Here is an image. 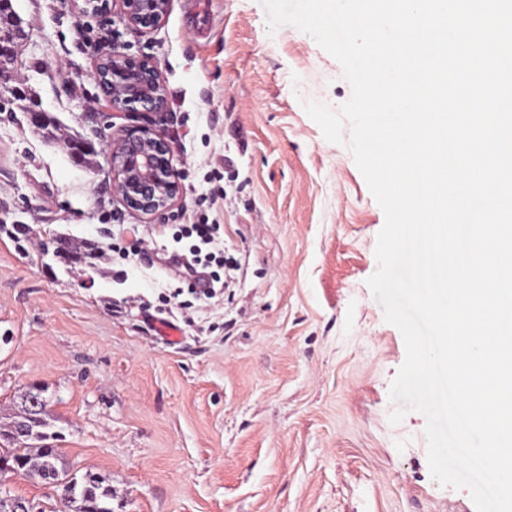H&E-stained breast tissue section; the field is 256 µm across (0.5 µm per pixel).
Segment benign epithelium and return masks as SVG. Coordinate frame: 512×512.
<instances>
[{"instance_id":"obj_1","label":"benign epithelium","mask_w":512,"mask_h":512,"mask_svg":"<svg viewBox=\"0 0 512 512\" xmlns=\"http://www.w3.org/2000/svg\"><path fill=\"white\" fill-rule=\"evenodd\" d=\"M116 3L127 25L145 32L163 20L170 0H84L82 12L106 25ZM23 38L24 31L17 25L10 43L0 46V73L14 63L15 45ZM91 78L105 102L104 117L116 112L157 117L167 111L165 85L149 59L130 58L115 50L98 59ZM110 163L113 189L126 208L153 219H164L172 212L181 184L163 131L150 124L125 127L112 141ZM0 497L10 501L11 512H33L26 497L6 488L0 490Z\"/></svg>"}]
</instances>
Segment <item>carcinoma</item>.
<instances>
[{"label":"carcinoma","mask_w":512,"mask_h":512,"mask_svg":"<svg viewBox=\"0 0 512 512\" xmlns=\"http://www.w3.org/2000/svg\"><path fill=\"white\" fill-rule=\"evenodd\" d=\"M13 32V18L9 0H0V40ZM55 256L68 264L82 263L87 255L74 252L67 243L55 241ZM28 391L19 396L17 409L10 421L0 427V457H9L23 463L27 474L44 480L52 473L65 481L60 495L61 504L67 512H102V506L112 500V487L105 484V478L86 474L77 479L65 461L62 449L49 443L57 433L51 431L53 418L43 409L33 412L27 406Z\"/></svg>","instance_id":"cac0c4a2"}]
</instances>
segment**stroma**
<instances>
[{"mask_svg": "<svg viewBox=\"0 0 512 512\" xmlns=\"http://www.w3.org/2000/svg\"><path fill=\"white\" fill-rule=\"evenodd\" d=\"M11 2L26 38L0 78V423L46 385L59 447L111 485L112 512H476L432 478L425 417L390 421L406 348L367 284L385 214L302 105L348 101L340 63L269 31L259 0H171L147 33L83 0ZM116 49L166 87L183 192L165 221L112 187L130 120L100 118L90 73ZM216 175L224 199L200 211ZM202 213L238 265L212 296L173 239ZM57 234L93 267L43 254Z\"/></svg>", "mask_w": 512, "mask_h": 512, "instance_id": "obj_1", "label": "stroma"}]
</instances>
